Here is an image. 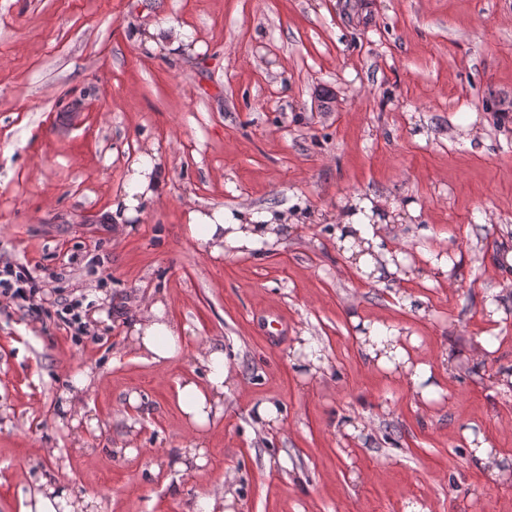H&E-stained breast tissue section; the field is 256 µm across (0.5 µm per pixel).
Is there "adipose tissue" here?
Instances as JSON below:
<instances>
[{
    "instance_id": "obj_1",
    "label": "adipose tissue",
    "mask_w": 512,
    "mask_h": 512,
    "mask_svg": "<svg viewBox=\"0 0 512 512\" xmlns=\"http://www.w3.org/2000/svg\"><path fill=\"white\" fill-rule=\"evenodd\" d=\"M161 186L157 157L142 155L126 196L118 202L125 217H136L141 202L155 197ZM371 207L370 201L351 200L348 208L337 215L336 242L345 248L347 256L356 257L362 277H369L382 267L387 274L405 279L402 251L383 248L380 225L368 223L365 217ZM188 219L187 229L197 249L214 258L223 256L229 248L244 254L274 244L289 221L285 215L258 214L247 208L230 211L221 207L208 211L192 209ZM130 322V345L139 360L163 365L182 354L187 328L168 315L163 300L147 302L132 314ZM366 353L379 368L399 364L411 381L414 395L424 400L429 398L430 390L425 383L432 375L430 365L412 362L405 348L397 345L395 336L370 334ZM196 357L205 368L204 380L186 376L177 383L178 407L193 434L190 443L183 446L176 466L198 472L207 463L206 432L214 418L223 414L224 397L235 381L227 354L220 345L203 346ZM20 481L28 488L21 512H100L96 499L74 495L67 485L55 480L37 478L27 472L21 475Z\"/></svg>"
}]
</instances>
